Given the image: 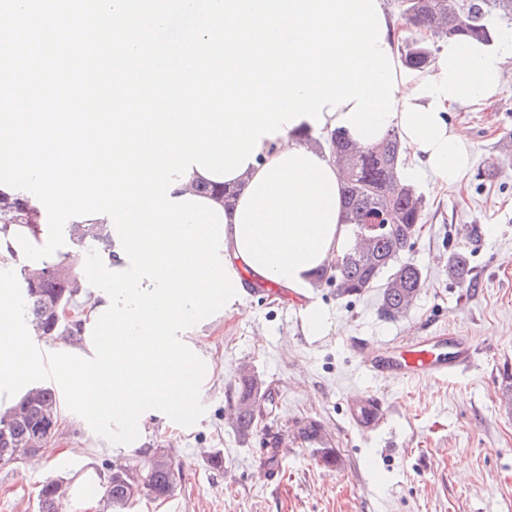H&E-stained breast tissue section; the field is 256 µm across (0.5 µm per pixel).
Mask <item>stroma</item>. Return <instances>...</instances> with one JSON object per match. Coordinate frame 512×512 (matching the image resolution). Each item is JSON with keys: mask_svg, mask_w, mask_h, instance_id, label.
Segmentation results:
<instances>
[{"mask_svg": "<svg viewBox=\"0 0 512 512\" xmlns=\"http://www.w3.org/2000/svg\"><path fill=\"white\" fill-rule=\"evenodd\" d=\"M448 120L473 162L453 188L432 191L427 176L415 183L426 217L404 256L421 267L425 287L407 313L386 318L378 289L341 297L323 281L314 298L336 329L312 341L286 293L246 292L244 313L203 331L213 375L193 426L151 419L138 447L122 450L61 409L50 442L63 461L40 452L0 467V512H38L46 478L68 487L87 473L102 478L104 462H136L148 448L168 451L181 474L170 498H140L130 512H512V80L486 106ZM459 249L471 262L462 284L448 275ZM437 332L470 336L474 365L410 381L373 378L361 363V349ZM244 366L272 392L245 438L227 420ZM359 391L383 401L382 433L350 426L347 399ZM311 423L322 440L305 438Z\"/></svg>", "mask_w": 512, "mask_h": 512, "instance_id": "obj_1", "label": "stroma"}]
</instances>
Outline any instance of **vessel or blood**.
<instances>
[{"instance_id":"b4317fda","label":"vessel or blood","mask_w":512,"mask_h":512,"mask_svg":"<svg viewBox=\"0 0 512 512\" xmlns=\"http://www.w3.org/2000/svg\"><path fill=\"white\" fill-rule=\"evenodd\" d=\"M474 357L468 337L436 333L408 338L395 347L374 349L366 367L376 378L420 381L462 372L473 364ZM348 419L359 433L372 435L382 431L387 414L379 398L361 392L348 404Z\"/></svg>"}]
</instances>
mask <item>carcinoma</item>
<instances>
[{"label": "carcinoma", "mask_w": 512, "mask_h": 512, "mask_svg": "<svg viewBox=\"0 0 512 512\" xmlns=\"http://www.w3.org/2000/svg\"><path fill=\"white\" fill-rule=\"evenodd\" d=\"M401 15L410 36L405 39L401 54L403 66L423 71L432 66L435 53L420 34L426 29H436L446 37L466 35L485 41L493 40V29L488 16L512 20V0H400ZM332 158L342 170V204L345 223L352 226L356 244L336 261L338 295H360L372 288H380L381 311L389 318L402 315L416 299L421 288L422 270L414 262L402 259L403 252L411 247L418 236L425 218V201L415 186L399 176L402 144L398 133L387 132L375 143H357L335 130L328 135ZM0 231H7L10 224L19 222L29 210L26 202L14 201L5 205ZM382 215L388 229L377 236L362 235V225L370 216ZM70 238L77 245L91 242L112 247L109 237L94 227L74 225L69 229ZM67 266L58 263L43 268L47 276L22 273V290L26 301L27 318L41 336L73 333L74 325L55 319L56 306L81 309L75 299L76 281L62 274ZM468 253L453 251L448 257V276L460 283L469 276ZM264 382L255 373L242 368L236 409L240 420V435H249L255 420L263 411L261 402L266 400ZM59 400L53 388L40 385L24 399L0 416V458H11L23 452L31 456L37 449L31 446L35 432L46 417L58 415ZM144 478L145 496L165 500L176 487L175 465H159L147 460L140 466ZM132 481L116 476L107 480L104 509L106 512H124L136 498L143 495L131 493ZM62 483L48 480L40 490V512H58Z\"/></svg>", "instance_id": "1"}]
</instances>
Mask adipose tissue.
<instances>
[{
  "instance_id": "1",
  "label": "adipose tissue",
  "mask_w": 512,
  "mask_h": 512,
  "mask_svg": "<svg viewBox=\"0 0 512 512\" xmlns=\"http://www.w3.org/2000/svg\"><path fill=\"white\" fill-rule=\"evenodd\" d=\"M429 39L438 48L431 71L419 79L398 73L397 115L388 127L414 159L402 168L403 178L427 171L438 186H452L467 171L471 148L449 124L448 114L498 95L503 63L512 57V31L490 45L435 33ZM310 127L303 120L288 134L263 139L255 163L236 178L240 194L224 210V256L231 270L297 294L306 293L314 276L354 242L342 218L334 159L298 139ZM17 257L0 235V412L13 407L45 371V358L31 348L32 329L21 317Z\"/></svg>"
}]
</instances>
